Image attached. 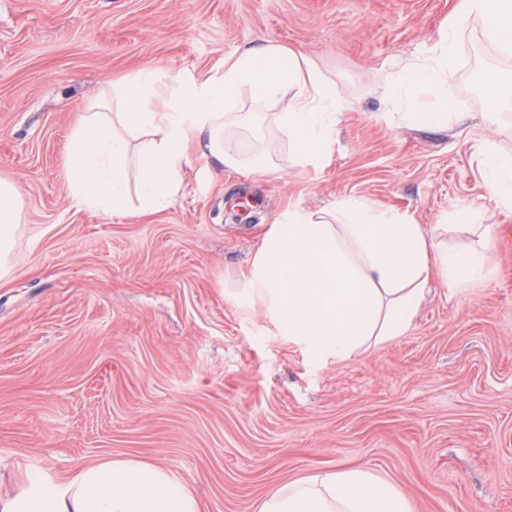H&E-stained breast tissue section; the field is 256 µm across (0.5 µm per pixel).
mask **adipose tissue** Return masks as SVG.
I'll list each match as a JSON object with an SVG mask.
<instances>
[{
	"instance_id": "adipose-tissue-1",
	"label": "adipose tissue",
	"mask_w": 512,
	"mask_h": 512,
	"mask_svg": "<svg viewBox=\"0 0 512 512\" xmlns=\"http://www.w3.org/2000/svg\"><path fill=\"white\" fill-rule=\"evenodd\" d=\"M474 17L483 19L488 45L512 54V0H465L430 56L380 82L392 102L407 107V120H447L454 108L448 72ZM425 89L438 94V110L411 111ZM346 107L313 59L277 43L229 58L210 76L149 65L77 113L66 147L70 196L91 211L124 213L132 195L142 212L164 210L194 162L191 141L228 169L269 174L277 169L276 145L254 144L248 133L258 128L286 135L296 162L318 168ZM483 175L511 205L512 157L487 150ZM20 204L16 183L0 179V264L16 246ZM434 270L453 286L488 275L483 247L452 249L408 214L347 198L327 210L288 209L265 233L248 277L228 294L313 358L341 361L371 339L401 336ZM0 512H199V504L179 475L128 457L78 466L65 479L30 471L18 492L0 497ZM259 512L410 510L392 483L354 468L289 482L268 494Z\"/></svg>"
}]
</instances>
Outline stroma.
Instances as JSON below:
<instances>
[{"instance_id": "35a3bbf8", "label": "stroma", "mask_w": 512, "mask_h": 512, "mask_svg": "<svg viewBox=\"0 0 512 512\" xmlns=\"http://www.w3.org/2000/svg\"><path fill=\"white\" fill-rule=\"evenodd\" d=\"M464 0H0V178L22 202L0 271V496L38 467L136 457L187 480L200 512H258L322 471L363 468L411 512H512V207L481 173L512 152L493 127L483 65L512 56L472 19L448 76L456 115L399 120L381 76L427 55ZM276 42L314 59L348 101L328 164L252 175L183 173L166 210L112 215L70 198L76 112L145 66L205 74ZM347 197L444 224L466 248V210L494 225L489 278L431 273L406 332L316 362L225 295L292 207Z\"/></svg>"}]
</instances>
